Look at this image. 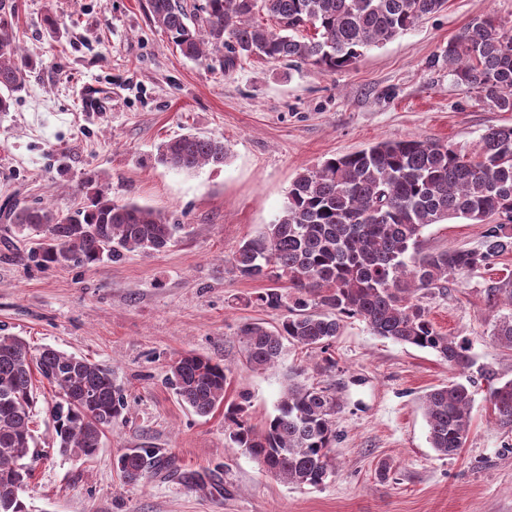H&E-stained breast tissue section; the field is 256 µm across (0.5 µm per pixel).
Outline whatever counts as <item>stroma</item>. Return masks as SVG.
Here are the masks:
<instances>
[{
    "instance_id": "stroma-1",
    "label": "stroma",
    "mask_w": 512,
    "mask_h": 512,
    "mask_svg": "<svg viewBox=\"0 0 512 512\" xmlns=\"http://www.w3.org/2000/svg\"><path fill=\"white\" fill-rule=\"evenodd\" d=\"M18 35L34 61L27 87L0 112V336L107 365L127 401L125 422L94 456L59 453L37 390L32 428L41 454L22 494L26 512H512V426L499 425L491 385L512 379V351L491 339L483 302L512 273V255L428 295L436 328L467 340L471 365L450 370L436 352L345 319L327 352L287 346L267 369L244 364L239 326L267 327L280 310L257 306L266 284L235 274L239 244L274 223L295 176L378 141L431 139L479 153L488 128L512 126L438 57L473 19L512 28V0H448L444 11L327 73L301 62L251 60L225 72L220 58L183 57L149 17L147 0H16ZM55 26H48L46 17ZM223 138V165L180 172L158 146L185 135ZM161 211L186 233L153 254L44 270L5 219L12 204L61 214L95 191ZM483 225L454 218L425 228L424 251L474 247ZM230 368L225 403L258 429L290 382L336 388V469L318 487L263 473L224 431V412L200 416L166 378L180 355ZM336 371L319 368L323 355ZM455 380L470 386V432L457 456L431 447L422 398ZM130 448H153L173 471L128 484L117 469ZM389 463L380 475L381 463Z\"/></svg>"
}]
</instances>
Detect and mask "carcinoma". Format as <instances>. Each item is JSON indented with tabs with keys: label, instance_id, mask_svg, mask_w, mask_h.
I'll return each instance as SVG.
<instances>
[{
	"label": "carcinoma",
	"instance_id": "1",
	"mask_svg": "<svg viewBox=\"0 0 512 512\" xmlns=\"http://www.w3.org/2000/svg\"><path fill=\"white\" fill-rule=\"evenodd\" d=\"M446 6L447 0H206L197 14L183 0H148L153 22L184 57L205 60L226 48L227 71L251 57L341 70L362 49L395 38ZM17 14L16 0H0V112L10 111L33 67L17 38ZM260 14L274 18L278 29L256 24ZM309 28L311 38L300 36ZM441 55L459 85L512 112V29L490 16L476 19L448 40ZM226 158L223 140L192 134L163 143L158 153L161 163L180 171L220 166ZM451 218L486 225L479 245L423 251V229ZM9 220L36 237L28 260L44 269L93 265L107 244L114 261L127 252H160L185 230L151 208L119 203L99 191L70 215L16 204ZM509 254L512 127L489 129L474 157L450 144L409 139L328 158L298 173L277 220L233 253L235 273L270 283L256 304L287 311L277 327H240L245 364L254 370L275 365L286 341L325 352L344 319L357 317L377 336L431 349L449 369L464 368L470 362L467 345L436 329L423 298ZM483 300L495 319L493 339L512 349V278L488 285ZM505 307L510 313H501ZM227 372L221 362L187 354L170 366L168 380L182 401L206 416L224 403ZM35 373L58 391L59 401L48 411L62 452L94 455L106 432L125 420L123 390L111 369L52 348L34 354L18 337L0 336V512H25L21 494L33 475L27 458L37 447L30 427ZM489 400L495 420L512 426V380L491 389ZM472 402L469 388L455 381L424 396L436 452L455 456L463 448ZM335 415L331 386L293 385L263 429L243 417L239 404L224 408V424L236 447L269 458L267 475L315 487L334 471ZM118 465L126 481L141 482L172 463L133 448Z\"/></svg>",
	"mask_w": 512,
	"mask_h": 512
}]
</instances>
